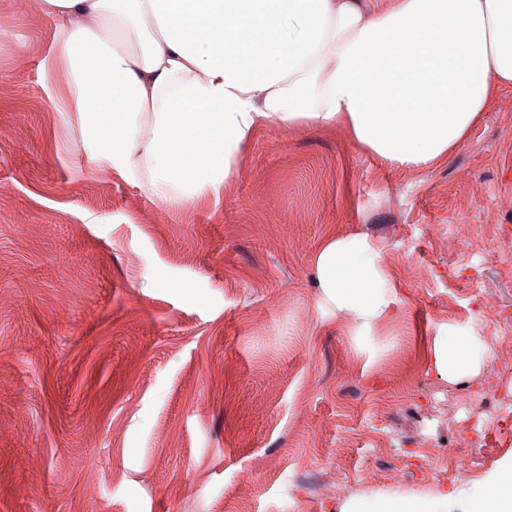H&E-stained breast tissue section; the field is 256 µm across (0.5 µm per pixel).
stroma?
<instances>
[{"mask_svg": "<svg viewBox=\"0 0 512 512\" xmlns=\"http://www.w3.org/2000/svg\"><path fill=\"white\" fill-rule=\"evenodd\" d=\"M33 2L0 0V512H339L512 454L475 396L512 390V91L428 168L265 124L218 195L168 204L54 111ZM348 235L388 279L367 328L314 276ZM451 328L476 375L432 364ZM486 348L473 331L452 330L435 338L433 364L455 380L471 375L477 368L479 357Z\"/></svg>", "mask_w": 512, "mask_h": 512, "instance_id": "stroma-1", "label": "stroma"}]
</instances>
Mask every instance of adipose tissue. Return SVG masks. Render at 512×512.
Wrapping results in <instances>:
<instances>
[{
    "label": "adipose tissue",
    "instance_id": "ef3b65f1",
    "mask_svg": "<svg viewBox=\"0 0 512 512\" xmlns=\"http://www.w3.org/2000/svg\"><path fill=\"white\" fill-rule=\"evenodd\" d=\"M59 38L94 158L157 198L218 193L260 125H344L381 164L429 167L488 97L512 88V0H35ZM314 270L327 302L370 323L387 279L366 238H329ZM485 346L451 330L433 364L471 375ZM340 512H512V455L428 495L381 494Z\"/></svg>",
    "mask_w": 512,
    "mask_h": 512
}]
</instances>
